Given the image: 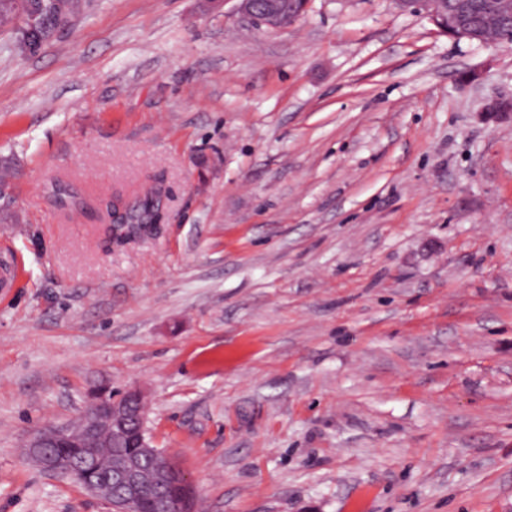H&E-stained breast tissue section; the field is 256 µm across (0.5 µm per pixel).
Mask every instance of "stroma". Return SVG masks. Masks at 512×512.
Wrapping results in <instances>:
<instances>
[{
    "label": "stroma",
    "mask_w": 512,
    "mask_h": 512,
    "mask_svg": "<svg viewBox=\"0 0 512 512\" xmlns=\"http://www.w3.org/2000/svg\"><path fill=\"white\" fill-rule=\"evenodd\" d=\"M0 29V512H107L23 450L140 389L205 512H512V44L396 0H80ZM161 196L115 244L107 204ZM241 13L251 22H257L268 29L287 28L296 22L308 10V0H291L288 9L279 0H266L259 11V0H238Z\"/></svg>",
    "instance_id": "obj_1"
}]
</instances>
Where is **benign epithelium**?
<instances>
[{"label":"benign epithelium","instance_id":"obj_1","mask_svg":"<svg viewBox=\"0 0 512 512\" xmlns=\"http://www.w3.org/2000/svg\"><path fill=\"white\" fill-rule=\"evenodd\" d=\"M401 8L424 12L440 32L448 33L446 0H397ZM308 0H292L283 7L279 0H267L259 6L258 0H239L241 13L252 22L269 29L286 28L308 10ZM459 33L472 41L486 43L484 30L471 23L467 11L459 15ZM129 403L116 400L106 390H99L91 397L82 418L74 425L48 426L39 430L27 443V455L45 471L79 481L91 494L102 499L110 512H134L144 499L152 497L157 512H172L162 486L171 482L181 494V507L186 509L196 496V490L177 466L172 456L150 444L145 429V406H140L137 450L127 452L120 448L107 464L98 460V449L111 448L118 434L126 431ZM65 448H79L83 464L75 456L63 452ZM154 461L155 478L144 476L143 461Z\"/></svg>","mask_w":512,"mask_h":512}]
</instances>
